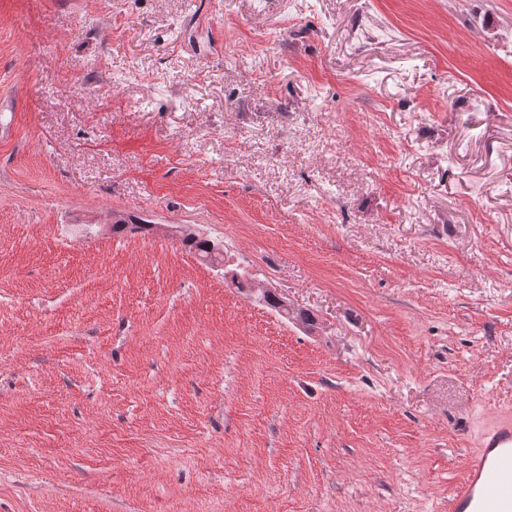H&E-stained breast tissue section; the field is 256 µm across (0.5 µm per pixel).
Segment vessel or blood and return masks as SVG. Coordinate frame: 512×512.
<instances>
[{"mask_svg": "<svg viewBox=\"0 0 512 512\" xmlns=\"http://www.w3.org/2000/svg\"><path fill=\"white\" fill-rule=\"evenodd\" d=\"M448 512H512V414L480 437L468 477L448 502Z\"/></svg>", "mask_w": 512, "mask_h": 512, "instance_id": "vessel-or-blood-1", "label": "vessel or blood"}]
</instances>
